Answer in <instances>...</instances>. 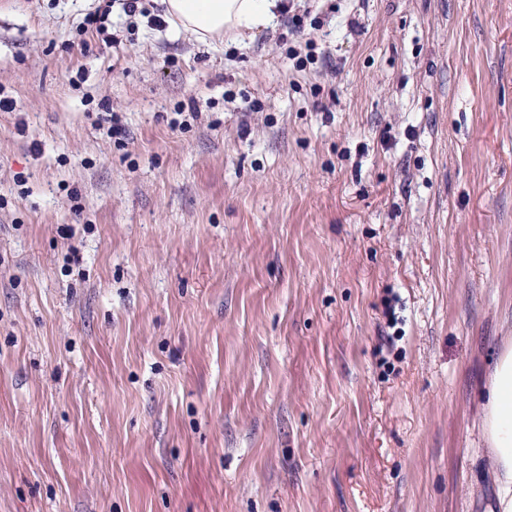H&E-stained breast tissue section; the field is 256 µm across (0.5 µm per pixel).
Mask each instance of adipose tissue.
Wrapping results in <instances>:
<instances>
[{
  "instance_id": "1",
  "label": "adipose tissue",
  "mask_w": 512,
  "mask_h": 512,
  "mask_svg": "<svg viewBox=\"0 0 512 512\" xmlns=\"http://www.w3.org/2000/svg\"><path fill=\"white\" fill-rule=\"evenodd\" d=\"M178 27L201 43L227 32L270 25L281 8L279 0H163ZM476 419L489 448L488 467L495 488L494 512H512V344L494 360L481 393Z\"/></svg>"
}]
</instances>
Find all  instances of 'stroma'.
Returning a JSON list of instances; mask_svg holds the SVG:
<instances>
[{
  "label": "stroma",
  "instance_id": "stroma-1",
  "mask_svg": "<svg viewBox=\"0 0 512 512\" xmlns=\"http://www.w3.org/2000/svg\"><path fill=\"white\" fill-rule=\"evenodd\" d=\"M101 3L0 0V512H489L512 0ZM280 0H163L166 13L178 27L201 43L226 32L270 25L281 9Z\"/></svg>",
  "mask_w": 512,
  "mask_h": 512
}]
</instances>
